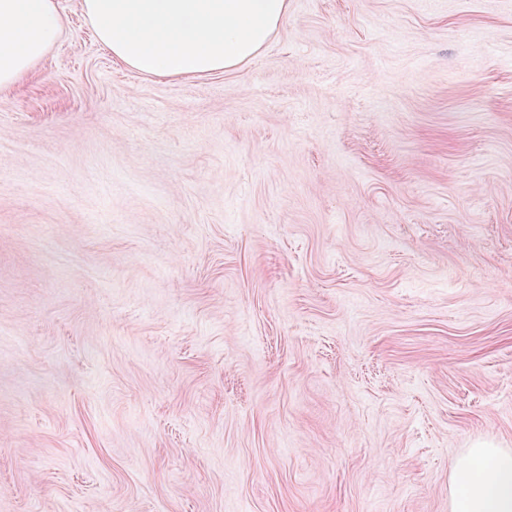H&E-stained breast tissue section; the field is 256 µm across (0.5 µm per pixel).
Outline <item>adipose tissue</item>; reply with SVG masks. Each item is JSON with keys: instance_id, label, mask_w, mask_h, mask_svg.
<instances>
[{"instance_id": "adipose-tissue-1", "label": "adipose tissue", "mask_w": 512, "mask_h": 512, "mask_svg": "<svg viewBox=\"0 0 512 512\" xmlns=\"http://www.w3.org/2000/svg\"><path fill=\"white\" fill-rule=\"evenodd\" d=\"M98 40L147 75L228 72L254 58L288 15V0H81ZM55 0H0V88L56 42ZM453 512H512V450L476 444L450 475Z\"/></svg>"}]
</instances>
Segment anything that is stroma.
Masks as SVG:
<instances>
[{
  "label": "stroma",
  "instance_id": "1",
  "mask_svg": "<svg viewBox=\"0 0 512 512\" xmlns=\"http://www.w3.org/2000/svg\"><path fill=\"white\" fill-rule=\"evenodd\" d=\"M55 2L0 90V512H449L512 448V0H289L184 78Z\"/></svg>",
  "mask_w": 512,
  "mask_h": 512
}]
</instances>
